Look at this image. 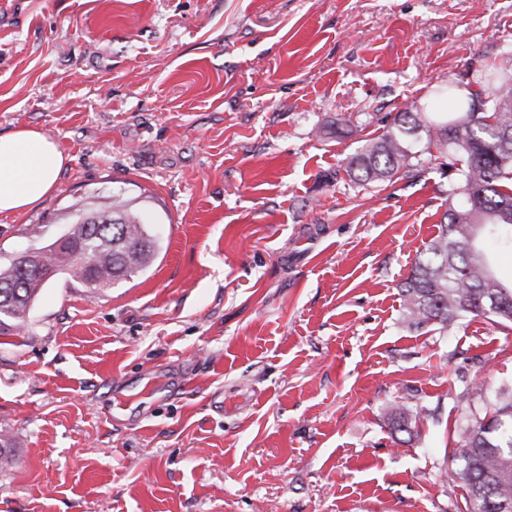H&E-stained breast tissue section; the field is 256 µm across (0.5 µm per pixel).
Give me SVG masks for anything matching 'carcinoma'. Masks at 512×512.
I'll return each mask as SVG.
<instances>
[{"mask_svg": "<svg viewBox=\"0 0 512 512\" xmlns=\"http://www.w3.org/2000/svg\"><path fill=\"white\" fill-rule=\"evenodd\" d=\"M436 92L457 99L458 110L398 113L381 137L363 140L347 158L346 171L360 184L407 175L419 160L415 146L422 134L426 151L434 147L440 156L455 158L438 234L398 285L402 320L442 334L467 317H487L508 328L512 282L496 277L491 253L512 250V66L492 63L473 71L465 86H440ZM70 233L93 260V276L69 249L50 244L35 254L40 266L67 271L90 295L143 273L159 249L152 222L135 198L74 210ZM43 288L38 269L23 270L12 259L0 264V333L25 325ZM471 414L464 443L453 452L459 462L453 476L466 489V512H504L503 504L512 506V390ZM390 419L393 430L412 434L409 410L396 407Z\"/></svg>", "mask_w": 512, "mask_h": 512, "instance_id": "1", "label": "carcinoma"}]
</instances>
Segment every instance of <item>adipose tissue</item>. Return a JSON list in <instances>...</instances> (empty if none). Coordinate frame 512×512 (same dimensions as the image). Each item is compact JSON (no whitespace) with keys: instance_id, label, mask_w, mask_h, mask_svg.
I'll use <instances>...</instances> for the list:
<instances>
[{"instance_id":"1","label":"adipose tissue","mask_w":512,"mask_h":512,"mask_svg":"<svg viewBox=\"0 0 512 512\" xmlns=\"http://www.w3.org/2000/svg\"><path fill=\"white\" fill-rule=\"evenodd\" d=\"M67 161L42 131L22 127L0 136V214H17L58 189Z\"/></svg>"}]
</instances>
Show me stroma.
Here are the masks:
<instances>
[{
	"label": "stroma",
	"mask_w": 512,
	"mask_h": 512,
	"mask_svg": "<svg viewBox=\"0 0 512 512\" xmlns=\"http://www.w3.org/2000/svg\"><path fill=\"white\" fill-rule=\"evenodd\" d=\"M508 43L512 0H0V135L68 158L0 214V263L118 194L160 244L0 334V512H465L456 395L512 387V329L403 323L447 169L363 186L344 159Z\"/></svg>",
	"instance_id": "1"
}]
</instances>
